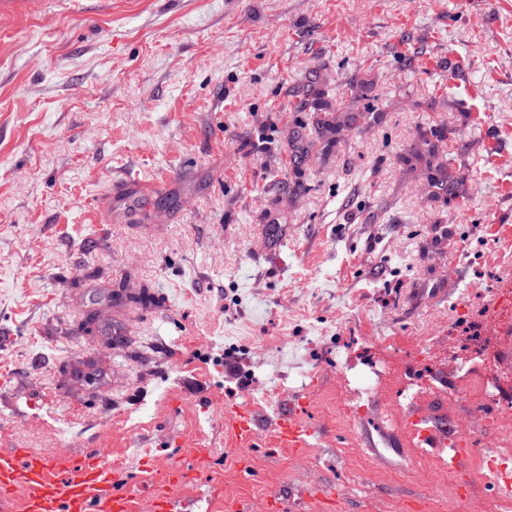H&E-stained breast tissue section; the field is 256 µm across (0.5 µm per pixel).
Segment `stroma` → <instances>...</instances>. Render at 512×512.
<instances>
[{
	"label": "stroma",
	"mask_w": 512,
	"mask_h": 512,
	"mask_svg": "<svg viewBox=\"0 0 512 512\" xmlns=\"http://www.w3.org/2000/svg\"><path fill=\"white\" fill-rule=\"evenodd\" d=\"M359 66L381 123L289 190L293 87ZM432 122L466 149L465 215L440 224L394 163ZM118 285L159 302L113 306V342L75 335ZM88 364L99 385L73 379ZM502 364L512 0H40L0 19V448L105 449L174 512H322L331 485L342 512H503L439 449L487 386L512 432ZM265 390L262 441L242 448L223 412ZM299 399L316 434L274 446L269 421ZM199 448L207 467L172 484Z\"/></svg>",
	"instance_id": "35a3bbf8"
}]
</instances>
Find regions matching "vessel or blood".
I'll list each match as a JSON object with an SVG mask.
<instances>
[{"instance_id":"b4317fda","label":"vessel or blood","mask_w":512,"mask_h":512,"mask_svg":"<svg viewBox=\"0 0 512 512\" xmlns=\"http://www.w3.org/2000/svg\"><path fill=\"white\" fill-rule=\"evenodd\" d=\"M224 427L246 446H255L259 432L249 407L236 406L224 414ZM315 430L297 413L281 414L275 424L280 445L300 448ZM101 449L82 457L67 452L43 456L29 448L0 451V512H11L17 486L29 491L26 512H131V490L116 491L119 480L101 461Z\"/></svg>"}]
</instances>
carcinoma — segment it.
Segmentation results:
<instances>
[{
	"label": "carcinoma",
	"mask_w": 512,
	"mask_h": 512,
	"mask_svg": "<svg viewBox=\"0 0 512 512\" xmlns=\"http://www.w3.org/2000/svg\"><path fill=\"white\" fill-rule=\"evenodd\" d=\"M373 80L367 71L342 74L331 86L318 70H311L305 83L296 90V111L309 116L288 130V152L295 164L293 190L304 186L301 165L313 153L327 155L351 133H359L379 118V106L371 99ZM448 130L441 124L416 127L409 146L397 154L396 162L404 174L420 181L424 194L436 204L434 223H443V216L463 208L466 192L457 178L460 165L445 151ZM109 302L129 300L142 306L157 303L147 288L135 295L120 287L108 293ZM104 323V310L90 309L77 324L75 333H99Z\"/></svg>",
	"instance_id": "cac0c4a2"
}]
</instances>
